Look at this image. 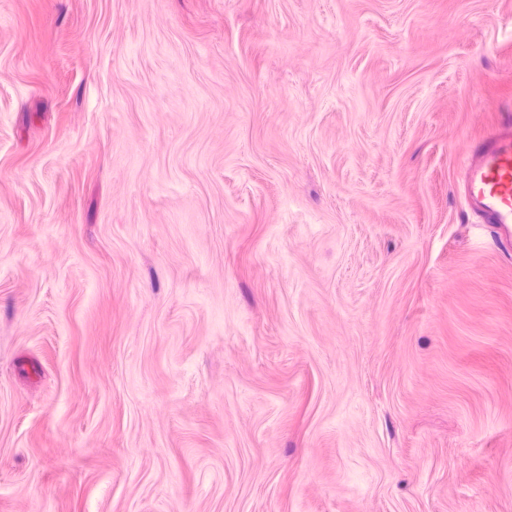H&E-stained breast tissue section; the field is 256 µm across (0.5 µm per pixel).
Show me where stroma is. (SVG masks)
Listing matches in <instances>:
<instances>
[{
	"instance_id": "stroma-1",
	"label": "stroma",
	"mask_w": 512,
	"mask_h": 512,
	"mask_svg": "<svg viewBox=\"0 0 512 512\" xmlns=\"http://www.w3.org/2000/svg\"><path fill=\"white\" fill-rule=\"evenodd\" d=\"M503 112L512 0H0V512H512ZM465 199L482 222L512 240V114H501L463 161Z\"/></svg>"
}]
</instances>
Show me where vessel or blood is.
<instances>
[{"label":"vessel or blood","instance_id":"1","mask_svg":"<svg viewBox=\"0 0 512 512\" xmlns=\"http://www.w3.org/2000/svg\"><path fill=\"white\" fill-rule=\"evenodd\" d=\"M470 211L512 240V114L501 115L463 161Z\"/></svg>","mask_w":512,"mask_h":512}]
</instances>
